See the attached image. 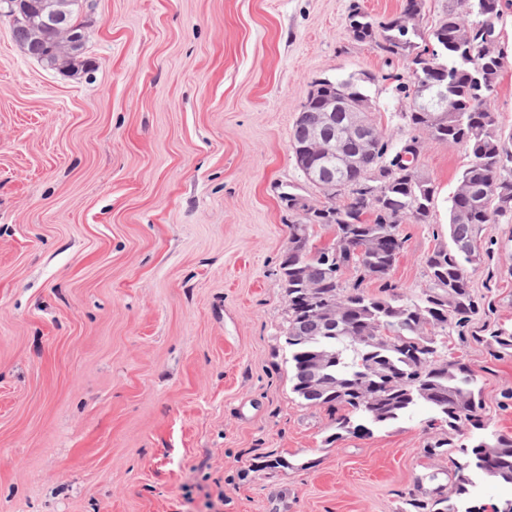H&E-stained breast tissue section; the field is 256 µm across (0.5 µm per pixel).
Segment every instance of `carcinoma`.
Masks as SVG:
<instances>
[{
    "label": "carcinoma",
    "instance_id": "obj_1",
    "mask_svg": "<svg viewBox=\"0 0 512 512\" xmlns=\"http://www.w3.org/2000/svg\"><path fill=\"white\" fill-rule=\"evenodd\" d=\"M424 0H404L402 11L378 21L359 6L350 8L345 28L357 43L373 42L387 64L403 63L406 75L388 74L398 90L409 93L416 85L442 91L455 101L452 111L409 106L402 118L429 140L462 146L471 162L458 175L448 206V243L440 244L426 258L428 285L420 293L404 296L396 291L390 273L403 244L399 224L433 221L436 188L417 167L416 160L402 162V155L417 156L421 143L414 136L404 140L390 161L388 143L364 155L357 168L340 173L325 162L322 181L335 177L334 195L340 203L328 208L302 205L312 213L311 224H290L288 250L281 264L288 298L286 343L293 364V390L312 405H327L346 414L337 427L363 436L370 426L396 421L415 406H429L440 421L459 436L454 445L461 461L456 466V493H468L469 471L475 469L498 482L512 485V436L488 430L482 402L476 397V375L459 360L445 355L442 337L448 328L462 327L476 310L470 277L480 262L481 227L512 215V131H505L493 106L494 94L506 56L487 50L488 39L499 42L496 21L500 0H448L444 17L432 29L421 26ZM411 17L409 28L399 24ZM15 41L27 55L52 50L48 64L73 60L75 50L60 49V33L48 27L36 30L12 22ZM471 33L473 54H464L459 39ZM374 78L350 74L318 81L322 96L346 87L353 104L371 101L367 85ZM321 112L305 103L293 129L319 126ZM340 226L336 269L322 263L327 248L312 243L314 226ZM352 270L358 282L349 285L344 273ZM380 283L377 294L365 293L359 282ZM330 304L346 311L345 327L326 330L322 313ZM324 362L318 392L308 383L316 362ZM405 512H486L483 504L460 511L448 498L411 499Z\"/></svg>",
    "mask_w": 512,
    "mask_h": 512
}]
</instances>
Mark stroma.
<instances>
[{
    "label": "stroma",
    "instance_id": "35a3bbf8",
    "mask_svg": "<svg viewBox=\"0 0 512 512\" xmlns=\"http://www.w3.org/2000/svg\"><path fill=\"white\" fill-rule=\"evenodd\" d=\"M403 0H91L78 71L0 17V512H399L454 493L429 407L370 434L292 390L280 263L322 206L290 136L315 81L366 73L390 148L414 131L378 49L345 31ZM468 151L423 141L431 224L390 281L427 285ZM479 309L448 344L512 436V217L484 225Z\"/></svg>",
    "mask_w": 512,
    "mask_h": 512
}]
</instances>
